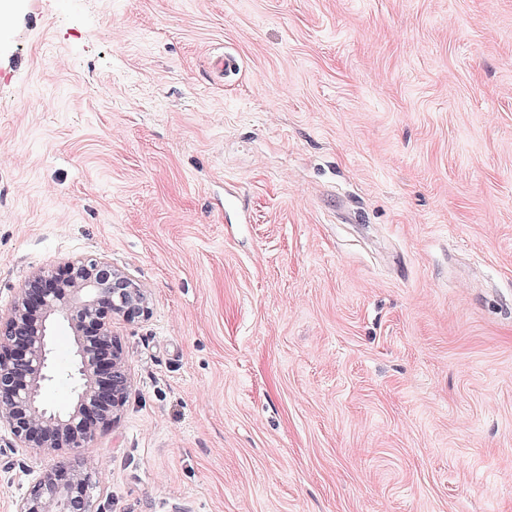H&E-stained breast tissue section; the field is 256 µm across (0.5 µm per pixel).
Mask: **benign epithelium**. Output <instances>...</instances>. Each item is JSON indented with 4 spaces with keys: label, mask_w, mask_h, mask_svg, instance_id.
I'll use <instances>...</instances> for the list:
<instances>
[{
    "label": "benign epithelium",
    "mask_w": 512,
    "mask_h": 512,
    "mask_svg": "<svg viewBox=\"0 0 512 512\" xmlns=\"http://www.w3.org/2000/svg\"><path fill=\"white\" fill-rule=\"evenodd\" d=\"M151 315L148 291L103 257H78L31 272L6 312H0V424L32 453H64L66 464L45 468L16 512H96L97 463L83 456L101 429L115 424L126 404L130 376L112 323ZM70 329L73 359L52 361L53 327ZM65 379L72 402L48 400Z\"/></svg>",
    "instance_id": "benign-epithelium-1"
}]
</instances>
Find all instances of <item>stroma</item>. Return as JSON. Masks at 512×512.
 <instances>
[{
    "mask_svg": "<svg viewBox=\"0 0 512 512\" xmlns=\"http://www.w3.org/2000/svg\"><path fill=\"white\" fill-rule=\"evenodd\" d=\"M17 2L0 310L151 302L98 512H512V0ZM63 460L0 425V512Z\"/></svg>",
    "mask_w": 512,
    "mask_h": 512,
    "instance_id": "obj_1",
    "label": "stroma"
}]
</instances>
